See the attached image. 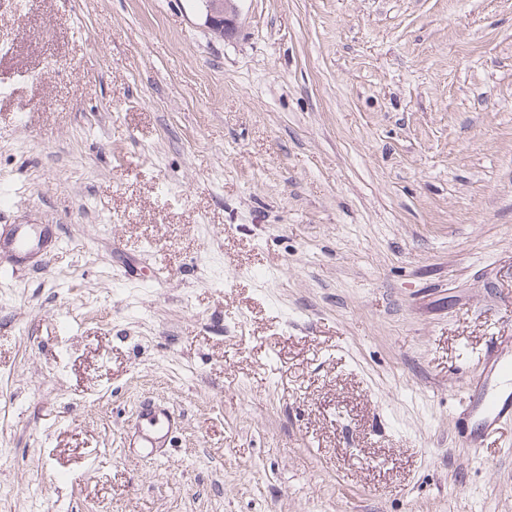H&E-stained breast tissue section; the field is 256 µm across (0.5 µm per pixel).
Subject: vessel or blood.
Here are the masks:
<instances>
[{
    "label": "vessel or blood",
    "instance_id": "vessel-or-blood-1",
    "mask_svg": "<svg viewBox=\"0 0 512 512\" xmlns=\"http://www.w3.org/2000/svg\"><path fill=\"white\" fill-rule=\"evenodd\" d=\"M58 236L51 224H0V264L14 271L47 256ZM484 373L478 389L469 393V425L462 430V443L479 450L512 421V348L491 341L484 358ZM181 419L164 405L143 401L137 425L128 440L130 451L155 456L166 448Z\"/></svg>",
    "mask_w": 512,
    "mask_h": 512
}]
</instances>
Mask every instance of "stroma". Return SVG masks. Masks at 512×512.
Returning a JSON list of instances; mask_svg holds the SVG:
<instances>
[{"mask_svg": "<svg viewBox=\"0 0 512 512\" xmlns=\"http://www.w3.org/2000/svg\"><path fill=\"white\" fill-rule=\"evenodd\" d=\"M239 10L0 0V512H512V0ZM240 0H205V25L220 38H228L235 32ZM58 239L53 224H0L1 270L14 273L47 256ZM505 342L498 338L490 342L482 359L485 365L479 388L467 387L468 421L461 437L462 444L471 450L482 448L503 423L512 421V390L508 389L512 384V353ZM181 419L164 405L144 400L138 410V422L127 448L137 456H156L163 452Z\"/></svg>", "mask_w": 512, "mask_h": 512, "instance_id": "1", "label": "stroma"}]
</instances>
